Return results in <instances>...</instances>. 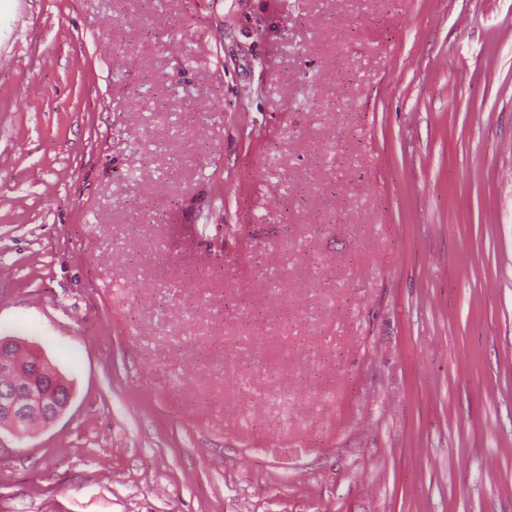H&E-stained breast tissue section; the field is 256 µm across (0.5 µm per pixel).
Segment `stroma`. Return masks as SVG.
Returning a JSON list of instances; mask_svg holds the SVG:
<instances>
[{
	"label": "stroma",
	"instance_id": "stroma-1",
	"mask_svg": "<svg viewBox=\"0 0 512 512\" xmlns=\"http://www.w3.org/2000/svg\"><path fill=\"white\" fill-rule=\"evenodd\" d=\"M0 336V512H512V0H0ZM48 366L43 355L30 344L9 339L0 341V428H8L21 437L22 427L32 418L38 417L49 425L66 411L71 400V385L58 372L54 375L61 381V388L69 391L70 397H64L61 390H56L54 399L36 395L20 374L23 370L27 376L30 373L40 375ZM59 406H63V410ZM44 423L33 419L23 431L27 435Z\"/></svg>",
	"mask_w": 512,
	"mask_h": 512
}]
</instances>
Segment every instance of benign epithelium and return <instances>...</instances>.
I'll list each match as a JSON object with an SVG mask.
<instances>
[{
    "mask_svg": "<svg viewBox=\"0 0 512 512\" xmlns=\"http://www.w3.org/2000/svg\"><path fill=\"white\" fill-rule=\"evenodd\" d=\"M48 368L43 355L23 341H0V428L17 436L32 418L45 424L53 423L70 405V397L58 390L54 398L37 395L22 378V374L39 375Z\"/></svg>",
    "mask_w": 512,
    "mask_h": 512,
    "instance_id": "benign-epithelium-1",
    "label": "benign epithelium"
}]
</instances>
